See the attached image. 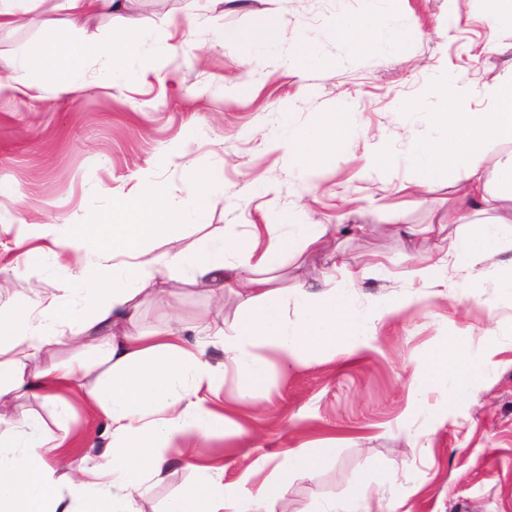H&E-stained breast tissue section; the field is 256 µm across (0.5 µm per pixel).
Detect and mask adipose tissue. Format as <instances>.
I'll use <instances>...</instances> for the list:
<instances>
[{
	"label": "adipose tissue",
	"mask_w": 512,
	"mask_h": 512,
	"mask_svg": "<svg viewBox=\"0 0 512 512\" xmlns=\"http://www.w3.org/2000/svg\"><path fill=\"white\" fill-rule=\"evenodd\" d=\"M122 7V0H65L62 30L15 77L0 80V95L40 89L51 77L69 89L88 51L78 33L89 17ZM332 25L340 40L361 52L399 44V26L387 15L361 19L339 12ZM435 94L438 105L427 115L435 135L410 144V181L425 191L453 187L448 221L463 230L412 275L429 287L448 289L450 266L473 268L498 254L503 228H512V71L488 88L491 106L484 112L463 111L446 88H436ZM351 127L348 107L322 113L311 127L289 131L288 154L307 173H317L342 155ZM487 160L493 163L490 180L481 170ZM212 180L211 172H198L194 200L178 207L167 205L160 185L144 184L137 194L119 199L110 217L42 225L40 244L25 251V263L39 267L63 247L80 266H92L93 274L77 281L76 302L51 299L32 309L0 307V424L11 422L16 401L29 391L81 377L90 382L86 400L103 414L112 445L99 464L81 469L80 479L64 493L45 457L44 421L27 417L17 431L0 434V512H140L145 485L164 473L169 448L188 440L203 447L223 434L224 415L206 407L201 392L223 380L225 372H233L241 399L256 400L270 377L267 353L279 355L284 371L308 356L354 355L374 323L414 303L411 295L386 296L360 311L352 295L365 270L351 264L341 286L288 293L277 285L275 271L285 257L320 250L328 226L253 224L230 240L206 233ZM189 226L202 234L185 248L182 232ZM158 240L167 248L156 253L149 244ZM159 269L185 275L211 292L235 295L234 334L220 330L190 336L175 320L145 328L134 314L141 297H154L169 308L176 303L156 287ZM216 338L224 348V361L217 365L206 358ZM77 339L85 351L76 364L46 362L54 346ZM425 367L411 383L414 394L438 388L452 405L483 365L470 356L465 337L452 336L432 351ZM325 454L322 448L299 449L245 499L225 484L223 466L196 464L194 483L166 512H275L286 492L287 468L316 473Z\"/></svg>",
	"instance_id": "ef3b65f1"
}]
</instances>
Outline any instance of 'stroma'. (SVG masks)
I'll return each instance as SVG.
<instances>
[{"mask_svg": "<svg viewBox=\"0 0 512 512\" xmlns=\"http://www.w3.org/2000/svg\"><path fill=\"white\" fill-rule=\"evenodd\" d=\"M380 9L401 25L403 50L380 47L357 52L337 40L336 12L362 17L368 0H128L126 14L139 19L143 50L122 67L89 56L69 93L49 83L37 96L0 97V306L22 305L33 293L58 294L75 269L53 262H23L33 225L83 224L105 216L114 198L138 192L143 181L160 184L173 205L197 193L194 174L216 175L215 204L208 230L222 233L276 222L294 213L298 223L326 224L333 233L312 256L289 259L280 272L283 288H328L332 264L353 258H386L357 288L362 310L382 295H403L430 242L410 248L394 232L397 224H426L443 217L452 190L439 186L416 193L408 187L407 149L430 138L425 113L434 91L448 86L464 111L490 104L485 88L512 69V25L490 28L488 0H381ZM43 10L16 27L0 30V79L19 61L34 56L53 28ZM182 19L177 47L154 52L172 19ZM277 22L280 44L242 59L238 47L221 42L222 28L252 29ZM315 34L319 67H285L289 43ZM495 49H488V42ZM349 105L353 131L336 164L308 176L276 140L280 122L311 126L320 113ZM384 141L391 156L382 171L369 169L371 149ZM454 296L421 289V300L377 324L358 354L349 359L318 356L281 372L271 356L266 395L243 403L233 373L207 394L206 405L224 413V433L208 444L224 465L225 483L253 491L271 472L267 457L286 461L300 447L329 448L317 476L292 470L288 492L276 512H313L324 503L343 504L362 493H382L396 512H512V297L492 280L474 282L470 271L452 274ZM158 287L179 296L175 312L145 300L141 323L164 327L169 315L183 326L199 319L232 331L237 300L216 303L184 278L158 274ZM467 339L475 360H489L473 393L454 407L441 393L426 394L427 408L414 402L410 382L424 370L430 352L451 336ZM86 382L61 390L70 405L68 425L51 423L48 433L63 443L68 458L99 461L111 444L104 418L85 404ZM422 439L426 449L409 448ZM172 465L147 483L143 512H164L168 500L195 477L192 445L172 448ZM392 484L377 487L378 475Z\"/></svg>", "mask_w": 512, "mask_h": 512, "instance_id": "obj_1", "label": "stroma"}]
</instances>
